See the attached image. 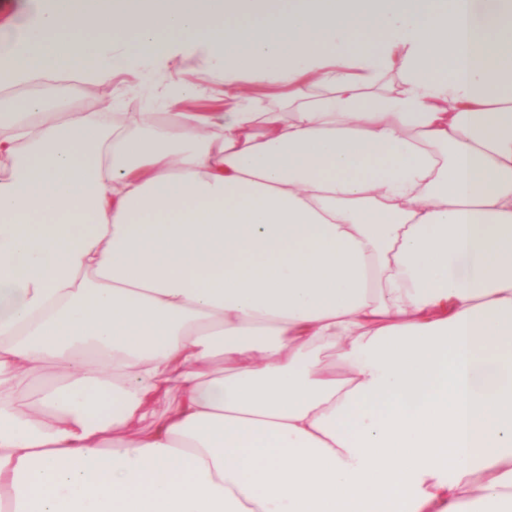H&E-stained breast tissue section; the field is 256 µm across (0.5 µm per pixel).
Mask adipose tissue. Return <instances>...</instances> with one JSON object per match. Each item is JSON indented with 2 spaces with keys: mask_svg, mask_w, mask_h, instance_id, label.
<instances>
[{
  "mask_svg": "<svg viewBox=\"0 0 512 512\" xmlns=\"http://www.w3.org/2000/svg\"><path fill=\"white\" fill-rule=\"evenodd\" d=\"M116 46L237 92L0 126V512H512V0H44L0 91ZM187 63L193 67L192 70H185L184 64L180 61L172 63L168 73V80H186L192 84L205 87L211 96V100L190 103L188 105L196 106L199 109H210L224 104V93L227 88L224 87V82H221L220 79L214 76L208 63L200 56H194Z\"/></svg>",
  "mask_w": 512,
  "mask_h": 512,
  "instance_id": "1",
  "label": "adipose tissue"
}]
</instances>
